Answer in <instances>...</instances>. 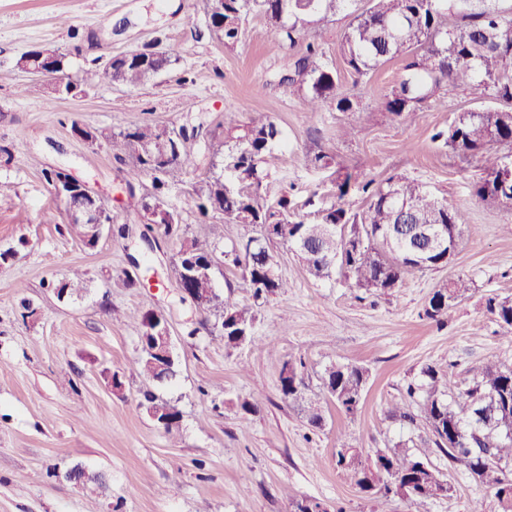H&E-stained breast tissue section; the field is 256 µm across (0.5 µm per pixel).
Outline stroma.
Instances as JSON below:
<instances>
[{"instance_id":"stroma-1","label":"stroma","mask_w":512,"mask_h":512,"mask_svg":"<svg viewBox=\"0 0 512 512\" xmlns=\"http://www.w3.org/2000/svg\"><path fill=\"white\" fill-rule=\"evenodd\" d=\"M194 3L0 0V512H291L292 500L302 497L321 500L330 512H410L398 497H364L336 466L337 449L353 445L370 454L400 441L453 487L421 502L419 512H468L476 501L484 512H500L490 492L449 463L425 422L388 416L423 367L435 368L453 392L478 368L512 360V342L485 309L490 296L512 297V206L477 200L481 162L431 139L481 103L452 92L447 108L392 120L384 96L402 64L387 62L358 80L342 70L338 43L349 19L340 15L309 36L340 67L342 87L357 106L308 112L278 83L285 52L262 16L250 17L242 39L227 47L209 34ZM62 16L68 25L59 24ZM171 44L179 47V63L131 89L103 81L59 97L49 90L52 76L15 67L22 53L50 46L65 54V76L75 81L113 56ZM22 84L31 92L18 93ZM261 114L283 133L284 146L270 162L271 195L291 188L300 205L313 190H330L331 171L306 163L321 150L362 179L413 178L465 216L452 262L409 272L392 293L364 295L333 280L313 281L277 244L278 273L289 288L258 303L240 269L219 264L217 292L256 314L254 344L225 346L212 333L214 316L182 294L175 262L183 240L219 255L246 240L250 226L227 224L216 237L211 219L184 206L187 191L205 176L202 162L165 197L179 215V236L147 232L141 215L150 178L127 188L105 141H85L73 127L107 136L143 123H199L215 132ZM347 126L355 129L349 139L342 135ZM46 168L66 170L108 205L112 224L95 246L68 229ZM75 268L87 273L83 296L58 298L55 285ZM460 275L472 289L448 323L427 319L432 292ZM129 276L136 287L126 286ZM148 311L166 318L177 361L175 376L161 384L135 366L139 320ZM332 359L369 370L355 414L322 398L320 375ZM288 365L301 366L308 396L320 398L322 427H311L282 397ZM114 375L121 391L111 389ZM147 391L179 412L172 431L147 414ZM256 394L261 406L245 411ZM77 465L103 472L106 487L64 480Z\"/></svg>"}]
</instances>
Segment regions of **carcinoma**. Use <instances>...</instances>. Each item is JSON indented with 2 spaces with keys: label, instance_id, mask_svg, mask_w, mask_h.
I'll use <instances>...</instances> for the list:
<instances>
[{
  "label": "carcinoma",
  "instance_id": "obj_1",
  "mask_svg": "<svg viewBox=\"0 0 512 512\" xmlns=\"http://www.w3.org/2000/svg\"><path fill=\"white\" fill-rule=\"evenodd\" d=\"M210 31L226 47L236 45L251 13L261 14L283 47L332 20L338 13L351 17L343 30L338 52L350 74L362 78L379 66L403 61V73L384 96V108L395 120L410 112L447 106L448 90H461L472 100L487 103L479 112H463L435 132L431 139L456 155L478 157L486 176L475 186L480 201L512 205V186L501 187L493 178L504 160L512 158L495 149L512 144V0H200ZM180 59L178 46L162 53L131 52L112 59L114 86L134 87L165 71ZM279 83L289 93L302 95L309 112L333 106L350 112L354 95L340 90L337 69L323 51L308 43L300 56L284 59ZM105 75L86 70L81 82L59 78L65 87H91ZM202 136V125L178 128L146 123L106 137L112 157L130 161L124 170L128 187L152 176L154 193L142 206L144 224L158 226L167 237L179 235L178 215L161 203L160 196L176 179L197 167L192 143ZM281 142V131L269 119H251L210 133L204 139L209 158L207 175L184 200L204 216L217 213L224 224H245L254 235L224 252V259L242 271L255 300L284 294L288 282L278 275L271 245L288 246L306 273L323 282L333 276L366 293L388 294L400 287L410 271L438 269L452 261L463 233L464 215L448 207L422 184L405 177L378 182L358 180L351 173L336 178V200L315 201L313 192L298 211L284 193L270 197L269 158ZM364 196L365 206L350 208V192ZM214 272V251L197 241L182 242L176 266L177 281L185 279L187 264ZM470 290V280L459 276L432 293L425 315L443 324L448 312ZM204 311L220 323L224 346L252 340L255 315L231 297L213 298ZM486 311L512 333V298L490 296ZM151 342L141 343L136 365L145 378L162 381L174 369H159L149 353ZM422 382L411 383L406 393H423L421 418L434 444L448 462L463 466L491 490L500 512H512V361H498L478 369L457 393L445 390L442 376L432 368L421 370ZM369 370L352 363L332 362L321 380L328 400L347 415L358 410ZM303 375L288 367L280 376L281 395L304 407L308 424L319 428L321 406L305 395ZM336 464L348 471L360 493L373 497L397 496L411 504L449 494L451 486L440 471L414 456L399 442L378 449L368 460L357 448H340Z\"/></svg>",
  "mask_w": 512,
  "mask_h": 512
}]
</instances>
